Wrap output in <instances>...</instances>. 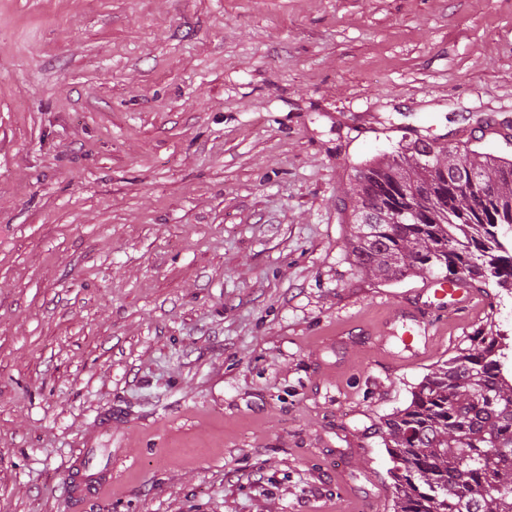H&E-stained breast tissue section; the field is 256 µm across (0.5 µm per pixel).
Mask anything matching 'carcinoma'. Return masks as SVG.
Here are the masks:
<instances>
[{
	"label": "carcinoma",
	"mask_w": 512,
	"mask_h": 512,
	"mask_svg": "<svg viewBox=\"0 0 512 512\" xmlns=\"http://www.w3.org/2000/svg\"><path fill=\"white\" fill-rule=\"evenodd\" d=\"M484 188L469 190L470 176ZM354 266L385 284L462 278L512 290V160L430 138L355 169ZM383 421L394 512H512V379L504 337L479 330Z\"/></svg>",
	"instance_id": "carcinoma-1"
}]
</instances>
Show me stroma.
I'll return each instance as SVG.
<instances>
[{
  "instance_id": "1",
  "label": "stroma",
  "mask_w": 512,
  "mask_h": 512,
  "mask_svg": "<svg viewBox=\"0 0 512 512\" xmlns=\"http://www.w3.org/2000/svg\"><path fill=\"white\" fill-rule=\"evenodd\" d=\"M483 121L512 0H0V512H393L384 418L512 293L412 360L345 203ZM71 467L73 478L68 494L73 502L85 501L91 492H103L112 485V473L106 467L95 468L88 457H77Z\"/></svg>"
}]
</instances>
